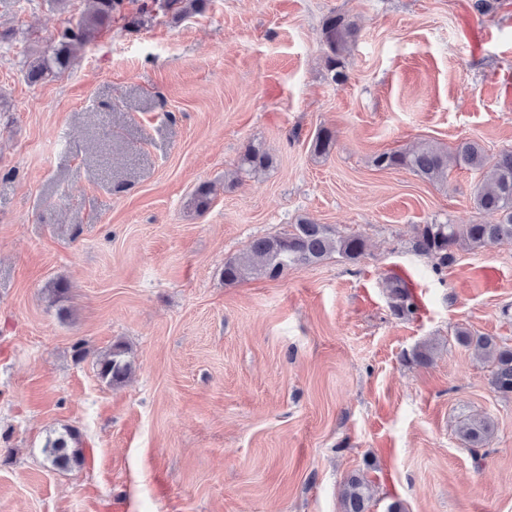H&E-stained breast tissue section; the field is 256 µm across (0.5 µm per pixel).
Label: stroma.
I'll list each match as a JSON object with an SVG mask.
<instances>
[{
	"mask_svg": "<svg viewBox=\"0 0 512 512\" xmlns=\"http://www.w3.org/2000/svg\"><path fill=\"white\" fill-rule=\"evenodd\" d=\"M88 7L0 0V30L28 34L0 45V512H343L355 472L368 512H512V397L454 340L512 347V243L433 272L413 227L495 222L481 172L441 186L372 163L512 150V0H209L137 33L113 19L28 83L26 56ZM337 13L358 27L342 84ZM248 144L273 165L241 171ZM303 218L364 255L225 283V260ZM396 279L415 314L394 313ZM426 341L433 361H406ZM118 343L135 371L110 386L97 358ZM475 416L494 425L479 462L457 436ZM67 428L83 460L60 470L44 445ZM356 33L354 22L345 15H331L325 20L323 38L327 48L326 61L330 68L336 70L344 66V52L348 44L355 38ZM371 486L364 475L353 474L344 484L343 512H366L370 502Z\"/></svg>",
	"mask_w": 512,
	"mask_h": 512,
	"instance_id": "obj_1",
	"label": "stroma"
}]
</instances>
